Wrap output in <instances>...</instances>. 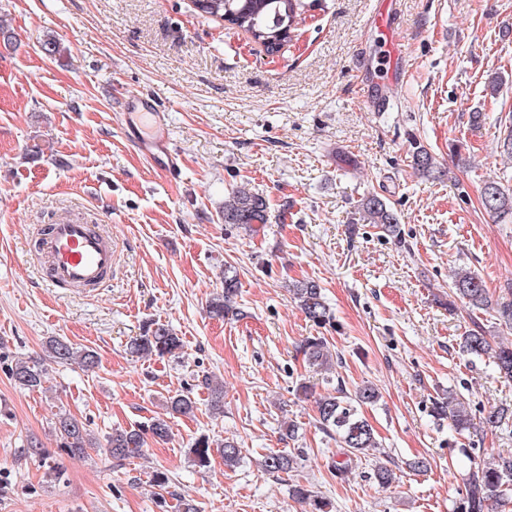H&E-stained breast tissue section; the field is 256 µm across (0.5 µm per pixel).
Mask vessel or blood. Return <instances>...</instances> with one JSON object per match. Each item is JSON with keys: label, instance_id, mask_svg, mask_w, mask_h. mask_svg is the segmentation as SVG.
<instances>
[{"label": "vessel or blood", "instance_id": "1", "mask_svg": "<svg viewBox=\"0 0 512 512\" xmlns=\"http://www.w3.org/2000/svg\"><path fill=\"white\" fill-rule=\"evenodd\" d=\"M398 4L399 0H377L375 25L394 32L399 23ZM134 145L158 171L170 174L176 170L177 162L165 139L141 138ZM34 248L46 282L55 288L96 290L106 286L112 273V236L97 224L60 218L42 225Z\"/></svg>", "mask_w": 512, "mask_h": 512}]
</instances>
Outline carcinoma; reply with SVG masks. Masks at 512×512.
Listing matches in <instances>:
<instances>
[{
	"mask_svg": "<svg viewBox=\"0 0 512 512\" xmlns=\"http://www.w3.org/2000/svg\"><path fill=\"white\" fill-rule=\"evenodd\" d=\"M194 11L215 21L226 22L230 26L248 33L251 38L263 45L270 54L279 51L281 46L295 37L298 25L304 21L309 4L306 0H191ZM413 168L426 176L436 170L432 154L418 145L412 155ZM480 200L487 213L497 219H512V190L497 181H487L481 187ZM268 203L266 198L245 189L229 193L224 201V223L234 224L251 230L255 224L267 222ZM361 208L369 223L379 227L387 235L399 234L398 218L384 199L371 196L363 200ZM237 292V279L224 274V294L214 298L209 305L211 316L224 318L233 312L232 302ZM292 298L305 316L316 324L328 319V309L320 285L314 281L300 282L290 289ZM473 310H491L495 317L512 329V298L492 299L483 280L476 274L462 271L453 281L451 300L448 308L456 302ZM180 347V338L164 326L149 324L141 335L133 338L130 349L135 353L154 355L162 358ZM459 349L462 353L486 357L500 374L512 378V345L490 340L481 328L467 331L460 337ZM299 351L313 365L329 362L326 344L321 337L304 340ZM47 356L57 363L76 364L86 370L98 365L97 353L89 349H79L62 338H52L46 343ZM7 373L14 383L23 389L34 390L43 387L45 370L39 362L17 359L7 367ZM381 399V393L372 385H364L346 393L336 389L316 400L318 422L325 430L336 433L340 447L357 456L366 454L377 447L376 432L369 420L359 412L363 405H374ZM196 402L188 393L175 394L166 401V416H157L138 428L115 430L106 438L105 448L112 459L122 461L143 454L147 436L165 440L171 433L168 417L188 415L194 411ZM433 416L450 419L459 431L471 425V415L467 406L459 400L447 396L433 403ZM512 416L508 407H494L483 417V424L498 427ZM59 447L71 456H82L86 450L96 445L87 433L85 424L73 417L63 415L56 427ZM228 467L241 461L242 450L237 443L225 441L218 445ZM213 452V441L208 436L195 440L190 454L198 467H206ZM296 458L282 452H271L264 456L263 469L268 473H286L294 469ZM512 491V454L499 455L493 462L470 470L463 495L456 506V512H489L490 507L501 502ZM292 497L310 506V512H328L329 502L312 494L302 485L292 488Z\"/></svg>",
	"mask_w": 512,
	"mask_h": 512,
	"instance_id": "1",
	"label": "carcinoma"
}]
</instances>
